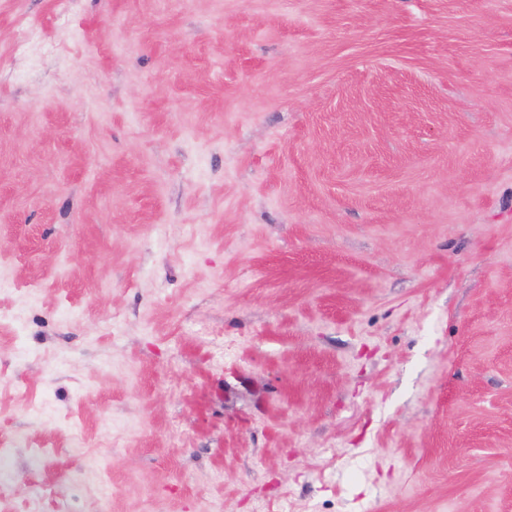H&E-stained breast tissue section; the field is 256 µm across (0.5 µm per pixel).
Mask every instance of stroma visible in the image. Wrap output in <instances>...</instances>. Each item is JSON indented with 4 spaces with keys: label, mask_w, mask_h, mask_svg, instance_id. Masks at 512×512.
<instances>
[{
    "label": "stroma",
    "mask_w": 512,
    "mask_h": 512,
    "mask_svg": "<svg viewBox=\"0 0 512 512\" xmlns=\"http://www.w3.org/2000/svg\"><path fill=\"white\" fill-rule=\"evenodd\" d=\"M2 441L0 512H512V0H0ZM84 441L78 433H75L71 442V452L78 457L81 462V468L76 471L72 477L74 480H81L86 474L96 475L101 483L107 479V468L103 466L100 458L87 455L84 451Z\"/></svg>",
    "instance_id": "35a3bbf8"
}]
</instances>
